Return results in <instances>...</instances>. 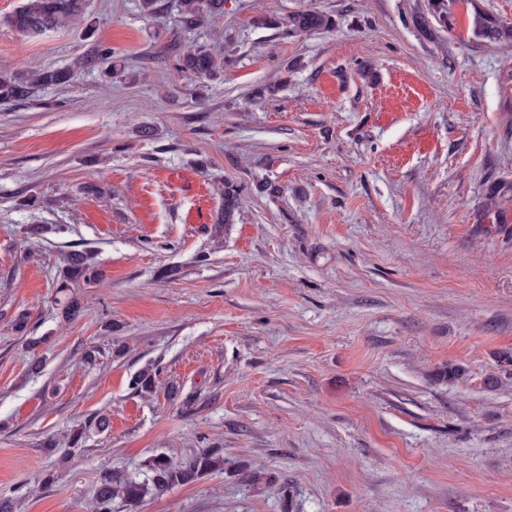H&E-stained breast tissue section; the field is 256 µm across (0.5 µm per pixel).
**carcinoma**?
<instances>
[{"label":"carcinoma","mask_w":512,"mask_h":512,"mask_svg":"<svg viewBox=\"0 0 512 512\" xmlns=\"http://www.w3.org/2000/svg\"><path fill=\"white\" fill-rule=\"evenodd\" d=\"M86 0H25L12 14L5 17L6 23L24 36H40L48 32L67 28L85 11ZM224 15V0H182L181 23L194 29L211 18ZM333 24L330 17L315 10L293 14L288 19V33L306 34L326 29ZM472 32L480 39L494 44L512 43V25L476 13L471 19ZM175 68L196 79L209 80L224 70V59L204 46L176 55ZM73 78L68 68H39L15 73L0 74V101H18L32 97L39 89L64 87ZM238 197L235 189H224V208L220 220L224 224L236 223ZM69 270L73 281H91L101 276V270L91 258L82 252L71 255ZM156 374L144 369L131 377V389L150 393ZM224 468V457L209 448H204L179 465L171 464L165 457L154 458L144 478L131 475L101 473L97 483V512H112V501L121 500L136 512L138 505L147 496H158L170 489L188 484L212 471Z\"/></svg>","instance_id":"carcinoma-1"}]
</instances>
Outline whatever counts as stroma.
<instances>
[{"label":"stroma","instance_id":"1","mask_svg":"<svg viewBox=\"0 0 512 512\" xmlns=\"http://www.w3.org/2000/svg\"><path fill=\"white\" fill-rule=\"evenodd\" d=\"M21 3L0 71L74 78L0 103V499L94 512L103 470L214 448L138 512H512V47L469 24L512 0L449 27L431 0H224L192 31L179 0H88L39 37ZM308 9L333 26L289 35ZM195 45L216 79L177 71ZM82 251L102 280L64 285Z\"/></svg>","mask_w":512,"mask_h":512}]
</instances>
